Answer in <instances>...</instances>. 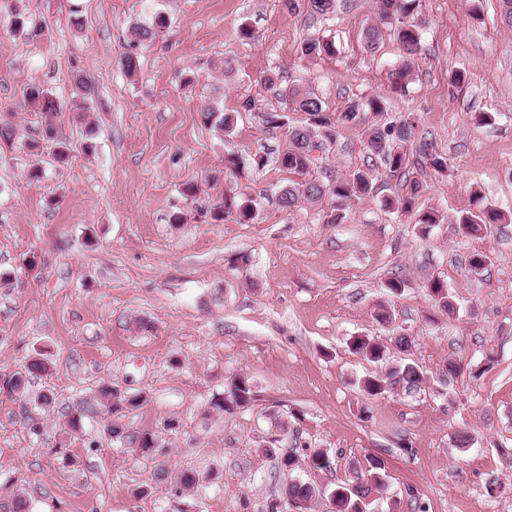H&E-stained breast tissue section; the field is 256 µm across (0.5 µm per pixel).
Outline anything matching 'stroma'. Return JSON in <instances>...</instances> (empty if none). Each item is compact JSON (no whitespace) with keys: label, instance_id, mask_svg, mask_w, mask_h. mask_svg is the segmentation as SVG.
<instances>
[{"label":"stroma","instance_id":"1","mask_svg":"<svg viewBox=\"0 0 512 512\" xmlns=\"http://www.w3.org/2000/svg\"><path fill=\"white\" fill-rule=\"evenodd\" d=\"M13 3L42 38L14 31ZM159 13L167 27L133 44L131 27ZM416 19L421 43L401 94L391 27L366 47L376 0H346L327 20L289 12L284 0H0V121L16 131L0 141V374L40 355L49 363L26 396L0 391V504L20 495L29 512H268L286 480L262 450L274 432L283 450L335 458L331 471L295 472L318 490L314 512H331V492L368 454L384 459L387 477L367 512H512V459L501 453L512 448V25L502 0H422ZM244 25L253 40L241 38ZM322 36L335 39L336 56L303 55V42ZM128 53L139 58L132 75L121 64ZM77 73L96 89L82 122L67 108ZM29 84L63 106L67 163L26 147L42 128L22 98ZM292 86L334 112L378 97L388 114L411 116L447 159L445 171L415 173L421 207L441 223L424 233L384 208L400 184L355 127L340 129L314 174L328 183L361 169L372 192L339 224L326 223V198L282 212L285 131L262 115L300 124L303 113L281 102ZM207 106L234 113L232 132L202 124ZM485 112L491 121L477 122ZM257 153L268 158L259 170ZM230 156L239 170L226 168ZM190 185L198 191L188 199ZM242 194L255 201L253 221L211 220ZM476 194L507 218L483 239L454 224ZM477 250L492 262L475 276L467 261ZM394 276L405 281L396 295L386 288ZM432 277L447 284L456 316L435 308ZM380 304L389 324L374 318ZM397 333L411 337L408 357L426 381L365 400L359 381L372 367L349 339ZM490 350L497 359L481 368ZM451 360L461 366L453 379L442 373ZM238 374L255 401L216 412L213 398ZM104 384L139 397L119 421L153 433L155 456L109 440ZM43 393L52 407L36 404ZM79 402L91 413L70 435L62 412ZM278 420L285 430L275 431ZM461 432L471 436L464 450ZM185 469L198 475L187 492L175 486ZM492 479L503 494H487Z\"/></svg>","mask_w":512,"mask_h":512}]
</instances>
